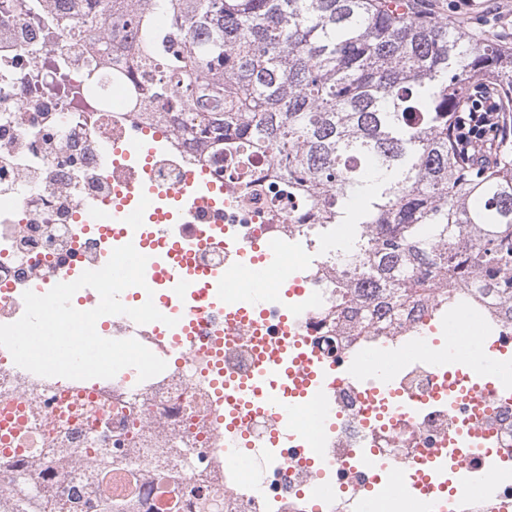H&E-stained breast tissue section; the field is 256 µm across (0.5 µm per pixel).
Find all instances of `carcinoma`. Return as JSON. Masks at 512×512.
I'll return each mask as SVG.
<instances>
[{
  "label": "carcinoma",
  "instance_id": "obj_1",
  "mask_svg": "<svg viewBox=\"0 0 512 512\" xmlns=\"http://www.w3.org/2000/svg\"><path fill=\"white\" fill-rule=\"evenodd\" d=\"M70 2L76 19L54 0H0V14H21L70 47L90 42L100 58L112 56V40L97 25L108 14L130 22L131 65L148 96L215 151L275 150L280 174L316 209L305 235L356 225L336 256L363 260L395 312L444 271L482 283L512 318V150L480 167L452 130L475 75L497 82L512 107V53L449 22L417 21L397 0ZM197 92L215 101L201 121ZM89 452L107 478L112 449ZM51 453L37 477L56 485L73 450ZM128 507L106 496L94 512Z\"/></svg>",
  "mask_w": 512,
  "mask_h": 512
}]
</instances>
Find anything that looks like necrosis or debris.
Wrapping results in <instances>:
<instances>
[{
    "instance_id": "1",
    "label": "necrosis or debris",
    "mask_w": 512,
    "mask_h": 512,
    "mask_svg": "<svg viewBox=\"0 0 512 512\" xmlns=\"http://www.w3.org/2000/svg\"><path fill=\"white\" fill-rule=\"evenodd\" d=\"M0 27L16 40L0 39V324L24 313L23 294L47 293L87 270L102 268L113 250L128 241L140 245L145 225L124 239L103 236L79 212L108 215L120 192L138 176L134 160L114 162L112 146L134 131L162 137L150 170L159 187L182 184L190 172L205 173L224 186V221L208 208L177 213L166 225L192 260L209 268L234 270L239 250L257 240L293 254L288 275L306 281L308 292L288 298L270 290L257 323L275 330L280 312L292 317L290 337L305 341L326 366L325 396L304 401L306 432L301 448L317 449L322 463L311 469L282 449L270 447L269 421L240 393L218 403L220 374L249 378L256 359L252 336L229 319L223 306L207 310L193 340L175 343L161 323L136 324L125 315L96 323L101 337L134 338L167 363L148 380L135 369L110 379L41 377L17 366L0 347V456L35 468L48 448H119L123 454L107 481L91 463L70 465L61 484L75 502L74 512H93L98 494L131 498L134 512H356L361 496L384 500L381 512H512V398L492 392L474 411L469 384L455 367L438 374L427 352L440 313L434 296L413 303L404 320L388 311L384 291L362 283L354 263H337L336 243L322 246V259L305 261L304 235L310 205L289 194L276 176L271 155L239 156L228 150L210 155L206 147L176 131L171 117L155 119L158 101L140 98L137 73L121 65H99L94 82L56 85L53 60L69 46L50 42L41 29L18 17H1ZM209 230L207 242L197 233ZM374 305L370 324L359 323L354 305ZM461 314L494 336L511 338L500 320L499 299L469 286ZM222 339L221 357L210 349ZM389 353L393 388L379 389L345 376L349 362L369 351ZM450 377L453 400L438 398ZM403 404L409 416H385ZM330 425H316L322 408ZM246 433L253 470L244 472L231 431ZM433 457L423 472L419 463ZM468 459L465 467L449 461ZM399 467L413 496L394 491L392 467ZM207 476L210 496L194 499L198 476Z\"/></svg>"
}]
</instances>
